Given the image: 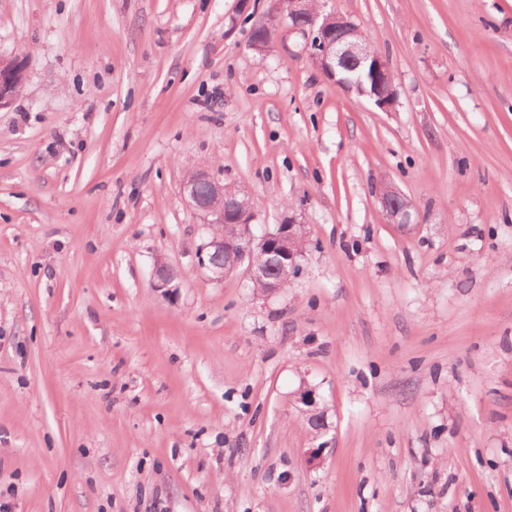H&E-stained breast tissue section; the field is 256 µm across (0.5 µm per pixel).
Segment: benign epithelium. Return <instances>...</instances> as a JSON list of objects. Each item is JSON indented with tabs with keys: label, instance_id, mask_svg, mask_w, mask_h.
<instances>
[{
	"label": "benign epithelium",
	"instance_id": "obj_1",
	"mask_svg": "<svg viewBox=\"0 0 512 512\" xmlns=\"http://www.w3.org/2000/svg\"><path fill=\"white\" fill-rule=\"evenodd\" d=\"M288 24L310 37V59L329 80L348 93L368 95L382 110L396 101L393 74L385 56L371 49L357 36L355 25L334 12L314 9L311 0H288V13L269 11L254 27L256 38L248 43L251 50L264 52L269 47L264 32ZM361 66L370 69L374 89L367 92L352 84L342 73ZM26 79V62L0 55V110L10 107ZM183 193L189 204L207 217V241L198 249L197 259L214 281H222L242 269L250 282L260 285L264 294L280 291L288 281V272L300 266L303 252L294 249L296 222L291 219L273 231L254 236L250 225L254 210L249 198L231 190L202 168L185 182ZM377 199L391 224L406 227L411 222V204L393 187L378 191ZM176 273L159 261L153 269L152 288L167 297L172 292Z\"/></svg>",
	"mask_w": 512,
	"mask_h": 512
}]
</instances>
